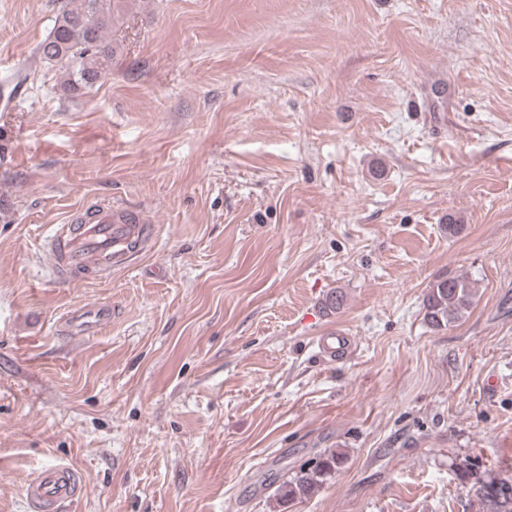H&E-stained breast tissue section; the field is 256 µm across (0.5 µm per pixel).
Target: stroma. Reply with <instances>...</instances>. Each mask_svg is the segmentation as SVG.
<instances>
[{
	"label": "stroma",
	"instance_id": "obj_1",
	"mask_svg": "<svg viewBox=\"0 0 512 512\" xmlns=\"http://www.w3.org/2000/svg\"><path fill=\"white\" fill-rule=\"evenodd\" d=\"M62 3L0 0V79L30 71L0 108V512L58 463L64 512H479L512 483V0H123L70 96L33 58ZM107 199L152 238L56 280L52 226ZM452 276L476 298L432 328ZM475 297L474 284L463 276L438 279L423 300L424 319L435 329L447 327L467 312ZM318 344L330 360H336L351 347V337L343 332L331 333L330 336L318 337ZM343 452L324 450L307 464H303L292 476L275 489L277 501L287 503L314 495L326 477L335 472L343 463ZM482 512H512V485L491 477L479 487Z\"/></svg>",
	"mask_w": 512,
	"mask_h": 512
}]
</instances>
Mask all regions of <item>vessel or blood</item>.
Returning a JSON list of instances; mask_svg holds the SVG:
<instances>
[{"label":"vessel or blood","instance_id":"obj_1","mask_svg":"<svg viewBox=\"0 0 512 512\" xmlns=\"http://www.w3.org/2000/svg\"><path fill=\"white\" fill-rule=\"evenodd\" d=\"M151 228L141 212L120 202L107 201L93 209L68 214L55 225L48 238L51 268L55 277L67 280L86 269L105 273L125 266L131 243L147 241ZM318 344L329 359L351 347V338L336 332L319 337ZM37 512H59L84 493L72 467L57 464L41 471L26 487Z\"/></svg>","mask_w":512,"mask_h":512}]
</instances>
